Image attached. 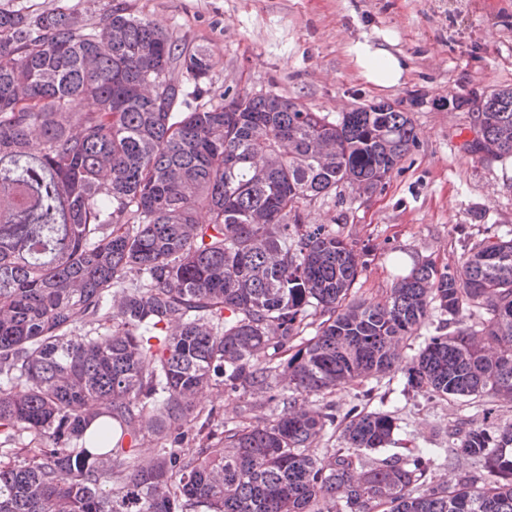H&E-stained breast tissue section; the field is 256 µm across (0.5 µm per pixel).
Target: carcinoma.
<instances>
[{"mask_svg": "<svg viewBox=\"0 0 512 512\" xmlns=\"http://www.w3.org/2000/svg\"><path fill=\"white\" fill-rule=\"evenodd\" d=\"M212 67L110 2L0 9V512H512V425L454 429L480 470L438 480L435 448L367 460L391 415L297 399L402 362L408 391L511 402L512 238L356 297L361 254L300 206L384 185L412 119L191 106ZM475 103L470 150L512 157V88ZM434 309L450 331L403 361ZM213 386L279 412L216 434ZM333 426L346 446L317 452ZM146 430L171 442L140 461Z\"/></svg>", "mask_w": 512, "mask_h": 512, "instance_id": "carcinoma-1", "label": "carcinoma"}]
</instances>
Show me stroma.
I'll use <instances>...</instances> for the list:
<instances>
[{
    "mask_svg": "<svg viewBox=\"0 0 512 512\" xmlns=\"http://www.w3.org/2000/svg\"><path fill=\"white\" fill-rule=\"evenodd\" d=\"M153 21L176 48L204 45L214 66L201 101L268 92L299 99L336 120L340 113L388 102L410 113L418 139L383 186L369 194L343 188L301 209L371 252L359 297L381 299L418 264L460 267L477 243L512 236V159L484 160L467 150L475 114L449 109L451 97L512 87V0H119ZM391 32L406 63L400 86L365 82L348 54L358 40ZM401 369L329 395L337 413L362 397L388 412L396 428L386 454L454 448L449 432L465 423L512 424V402L484 417L478 398L404 391Z\"/></svg>",
    "mask_w": 512,
    "mask_h": 512,
    "instance_id": "1",
    "label": "stroma"
}]
</instances>
